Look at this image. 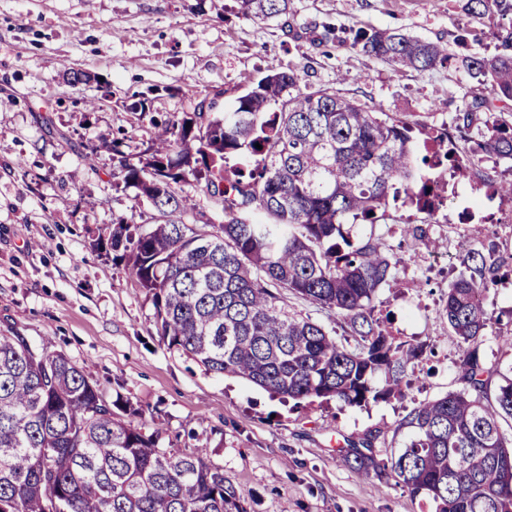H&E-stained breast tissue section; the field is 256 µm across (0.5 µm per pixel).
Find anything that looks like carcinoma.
I'll return each instance as SVG.
<instances>
[{
  "instance_id": "obj_1",
  "label": "carcinoma",
  "mask_w": 512,
  "mask_h": 512,
  "mask_svg": "<svg viewBox=\"0 0 512 512\" xmlns=\"http://www.w3.org/2000/svg\"><path fill=\"white\" fill-rule=\"evenodd\" d=\"M239 2L265 21L287 13L291 0ZM463 9L494 29L495 55L461 59L493 96L472 97L454 123L470 134L472 158L512 163V0H465ZM352 46L396 69L448 61L441 44L387 29H360ZM300 80L296 70L271 71L228 112L212 102L206 112L151 119L150 158L122 161L120 175L151 206L152 224L113 219L111 246L151 301L169 348L292 400L362 406L400 395L408 363L425 351L396 342L374 318L380 290L398 286L399 262L376 226L391 200L432 217L444 198L428 194V183L449 170L469 182L474 171L448 167L446 138L433 127L329 89L303 90ZM190 178L224 221H184L195 204L174 185ZM482 185L512 200V179ZM355 224L370 232L353 235ZM401 234L435 245L419 226ZM458 261L440 314L463 387L413 408L396 428L406 431L402 448L381 456L370 432L339 452L360 475L392 479L434 512H512V433L500 425L512 420V374L491 386L484 356L485 303L512 275V253L488 237ZM289 295L341 317L347 337L288 308ZM141 416L128 401L106 400L65 355L16 330L1 333L0 512H245L223 469L200 449L159 447V430Z\"/></svg>"
}]
</instances>
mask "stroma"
<instances>
[{
	"mask_svg": "<svg viewBox=\"0 0 512 512\" xmlns=\"http://www.w3.org/2000/svg\"><path fill=\"white\" fill-rule=\"evenodd\" d=\"M464 0H292L260 21L238 0H0V332L13 328L71 359L107 399L130 401L159 445L204 449L246 512H432L394 482L371 485L347 466L345 440L378 434L401 447L398 423L419 403L459 388L457 348L440 315L462 245L494 236L512 252V202H485L480 224L425 225L435 253L400 243L422 217L390 208L399 285L376 315L397 341L425 345L401 399L347 406L282 402L245 380L206 372L158 336L153 307L112 250L96 248L118 216L149 217L125 187L113 138L131 163L146 159L151 117L231 108L248 81L298 70L302 86L329 88L378 110L450 127L475 95H489L460 63L495 53L489 26ZM389 29L448 47V61L396 70L352 44L358 29ZM88 80L75 84L74 72ZM147 109L133 111L134 99ZM96 108H87V100ZM423 224V223H422ZM490 366H512V276L486 302Z\"/></svg>",
	"mask_w": 512,
	"mask_h": 512,
	"instance_id": "stroma-1",
	"label": "stroma"
}]
</instances>
